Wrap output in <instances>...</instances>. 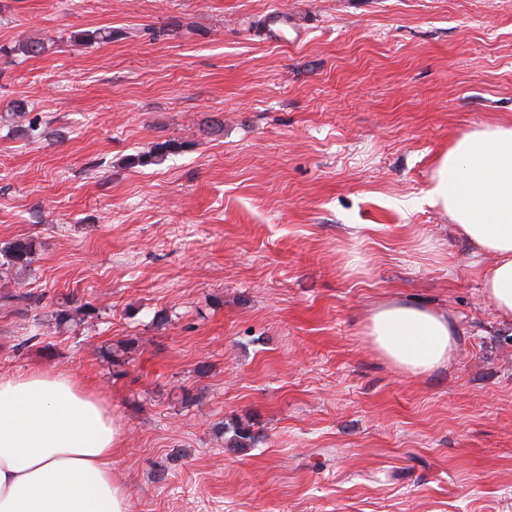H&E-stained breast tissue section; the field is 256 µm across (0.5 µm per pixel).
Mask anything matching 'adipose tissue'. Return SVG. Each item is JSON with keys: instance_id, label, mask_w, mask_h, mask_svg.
<instances>
[{"instance_id": "ef3b65f1", "label": "adipose tissue", "mask_w": 512, "mask_h": 512, "mask_svg": "<svg viewBox=\"0 0 512 512\" xmlns=\"http://www.w3.org/2000/svg\"><path fill=\"white\" fill-rule=\"evenodd\" d=\"M474 249L487 298L512 323V128L475 130L436 159L426 193ZM378 353L415 377L448 362L446 314L405 303L378 308L366 325ZM120 425L63 373L0 376V512H128L112 471Z\"/></svg>"}]
</instances>
